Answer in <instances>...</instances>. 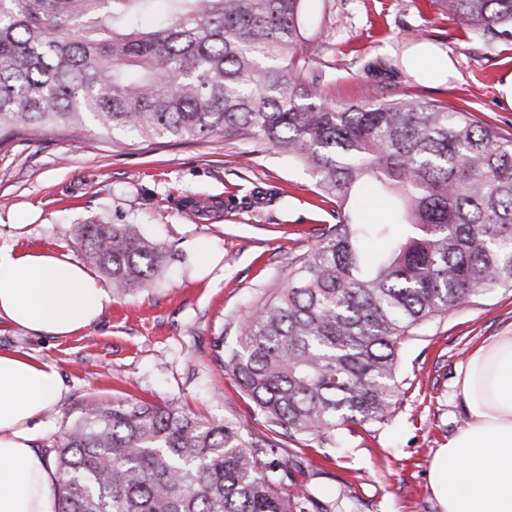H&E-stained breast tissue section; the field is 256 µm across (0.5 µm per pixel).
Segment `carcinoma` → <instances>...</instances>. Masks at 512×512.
<instances>
[{"label": "carcinoma", "mask_w": 512, "mask_h": 512, "mask_svg": "<svg viewBox=\"0 0 512 512\" xmlns=\"http://www.w3.org/2000/svg\"><path fill=\"white\" fill-rule=\"evenodd\" d=\"M303 0H0V147L21 132L244 137L302 165L336 223L239 326L230 369L272 427L335 442L386 423L411 332L512 288V140L413 98L334 106L296 65ZM448 19L512 37V0H441ZM362 183L393 203L369 224ZM386 241L373 259L366 238ZM78 241L119 290L163 247L135 224ZM58 512H307L283 466L229 421L172 405L86 403L54 449Z\"/></svg>", "instance_id": "carcinoma-1"}]
</instances>
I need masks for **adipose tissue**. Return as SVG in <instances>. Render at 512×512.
<instances>
[{"instance_id":"obj_1","label":"adipose tissue","mask_w":512,"mask_h":512,"mask_svg":"<svg viewBox=\"0 0 512 512\" xmlns=\"http://www.w3.org/2000/svg\"><path fill=\"white\" fill-rule=\"evenodd\" d=\"M110 299L89 267L63 253L0 247V321L65 337L105 315ZM466 421L435 452L429 483L440 512H512V330L471 352L454 380ZM66 386L56 367L0 351V512H56L57 474L34 420Z\"/></svg>"}]
</instances>
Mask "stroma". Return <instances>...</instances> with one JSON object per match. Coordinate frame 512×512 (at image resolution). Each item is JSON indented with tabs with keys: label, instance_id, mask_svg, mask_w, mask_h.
<instances>
[{
	"label": "stroma",
	"instance_id": "obj_1",
	"mask_svg": "<svg viewBox=\"0 0 512 512\" xmlns=\"http://www.w3.org/2000/svg\"><path fill=\"white\" fill-rule=\"evenodd\" d=\"M303 36L306 71L329 103L409 96L470 112L512 139V107L500 91L512 76V38L460 29L439 0H304ZM421 45L448 53L447 81L415 76L409 61ZM334 221L300 164L245 139L44 131L0 148V245L83 262L80 225L136 224L169 254L149 286H107L104 318L83 332L50 338L0 322V351L51 362L69 388L41 417L38 448L54 447L92 398L172 404L273 443L274 460L313 497L310 512H437L429 465L464 420L455 373L484 339L512 328V288L418 326L397 360L388 424L341 431L332 443L272 432L215 361V341L234 345L250 308L281 287L289 262ZM192 241L220 257L206 277L197 275Z\"/></svg>",
	"mask_w": 512,
	"mask_h": 512
}]
</instances>
